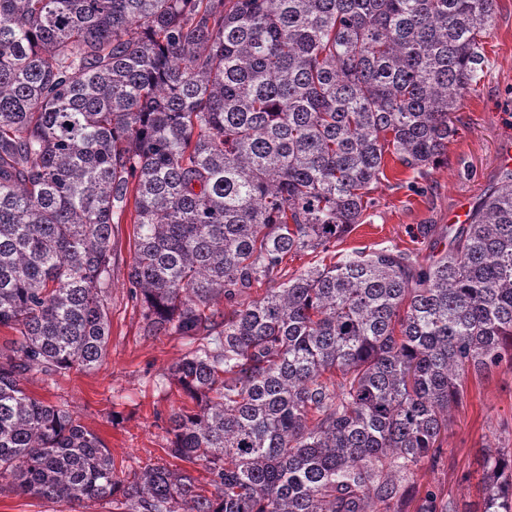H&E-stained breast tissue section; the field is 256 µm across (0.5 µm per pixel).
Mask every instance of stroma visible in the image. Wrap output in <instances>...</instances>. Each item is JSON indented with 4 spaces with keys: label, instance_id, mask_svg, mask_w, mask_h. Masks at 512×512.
I'll return each instance as SVG.
<instances>
[{
    "label": "stroma",
    "instance_id": "obj_1",
    "mask_svg": "<svg viewBox=\"0 0 512 512\" xmlns=\"http://www.w3.org/2000/svg\"><path fill=\"white\" fill-rule=\"evenodd\" d=\"M484 51L490 60L487 74L456 114L458 133L448 144L446 159L420 179L412 170L388 163L370 221L345 235L335 253L289 258L288 273L321 261L333 263L338 254L385 247L427 257L434 240L421 236V225H446L458 202L476 205L498 181L499 151L512 142V0H497ZM134 221L133 206H126L112 236V278L102 292L109 317L103 363L90 371L63 375L35 370L21 381L29 395L74 413L110 450L120 471L167 461L169 417L191 404L170 374L189 350L186 341L150 335L144 308L131 293L127 272L133 257ZM463 385L464 400L441 435L435 461L422 462L414 482L417 493L434 491L467 512L477 501L467 474L480 470L486 449L512 450V370L502 367L481 377L471 373ZM0 512H125V508L108 499L75 508L63 500L6 491L0 493Z\"/></svg>",
    "mask_w": 512,
    "mask_h": 512
}]
</instances>
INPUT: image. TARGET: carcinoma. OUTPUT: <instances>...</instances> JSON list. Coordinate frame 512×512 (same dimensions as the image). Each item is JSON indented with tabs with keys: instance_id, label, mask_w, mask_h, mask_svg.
Segmentation results:
<instances>
[{
	"instance_id": "1",
	"label": "carcinoma",
	"mask_w": 512,
	"mask_h": 512,
	"mask_svg": "<svg viewBox=\"0 0 512 512\" xmlns=\"http://www.w3.org/2000/svg\"><path fill=\"white\" fill-rule=\"evenodd\" d=\"M496 0H0V491L128 512H403L466 373L512 370V170L421 261L328 253L385 158L448 152ZM148 332L189 340L165 462L119 479L69 410L21 387L95 369L114 216ZM270 284L249 302L254 286ZM224 299V310L214 301ZM202 464L207 496L189 466ZM473 512H512L488 452ZM416 512H458L428 491Z\"/></svg>"
}]
</instances>
